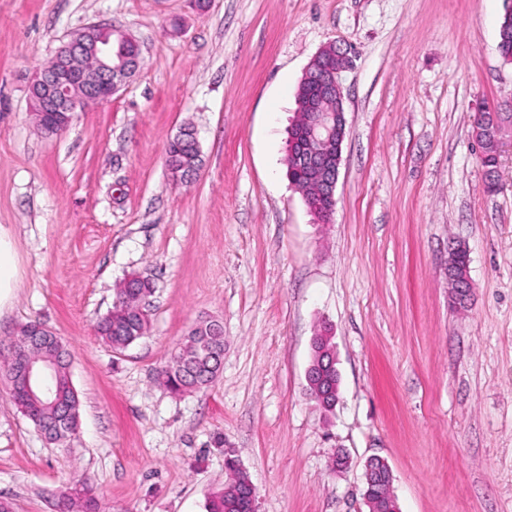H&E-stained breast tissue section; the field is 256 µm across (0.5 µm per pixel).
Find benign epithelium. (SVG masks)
Listing matches in <instances>:
<instances>
[{"mask_svg":"<svg viewBox=\"0 0 512 512\" xmlns=\"http://www.w3.org/2000/svg\"><path fill=\"white\" fill-rule=\"evenodd\" d=\"M140 48L130 36L112 42V27L90 25L75 33L55 54L51 65L35 79L30 95L37 103L42 129L58 134L71 123L73 113L86 102H104L112 98L118 87L138 67ZM354 56L349 48L330 43L310 61L307 71L317 76L320 100L326 103L315 113L311 125V142L303 147L300 163L318 180L320 191L308 205L310 211L328 223L336 206V185L342 160V145L347 135L345 90L341 73L353 67ZM500 123L493 119L473 132L479 140L499 139ZM67 361L56 356L43 362L23 364L24 392L37 402L53 393V382ZM393 475L386 461L374 457L365 465L363 499L379 492L375 501L385 498L391 490Z\"/></svg>","mask_w":512,"mask_h":512,"instance_id":"7a95c632","label":"benign epithelium"}]
</instances>
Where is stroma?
I'll return each instance as SVG.
<instances>
[{
  "mask_svg": "<svg viewBox=\"0 0 512 512\" xmlns=\"http://www.w3.org/2000/svg\"><path fill=\"white\" fill-rule=\"evenodd\" d=\"M506 0H0V231L20 277L0 310V360L21 325L60 336L76 432L47 443L0 378V496L53 512L87 489L101 512H206L226 457L257 512H367V459L390 466L400 512H512V133L487 192L477 112L512 99L497 49ZM132 34L141 67L56 135L29 85L82 28ZM348 134L330 223L287 176L305 70L326 43ZM201 162L173 181L168 142ZM474 294L451 301L448 248ZM150 279L147 334L124 351L97 321L115 285ZM224 328L206 389L158 370L199 321ZM334 336L340 401L307 391L312 338ZM346 470L331 461L336 449Z\"/></svg>",
  "mask_w": 512,
  "mask_h": 512,
  "instance_id": "stroma-1",
  "label": "stroma"
}]
</instances>
